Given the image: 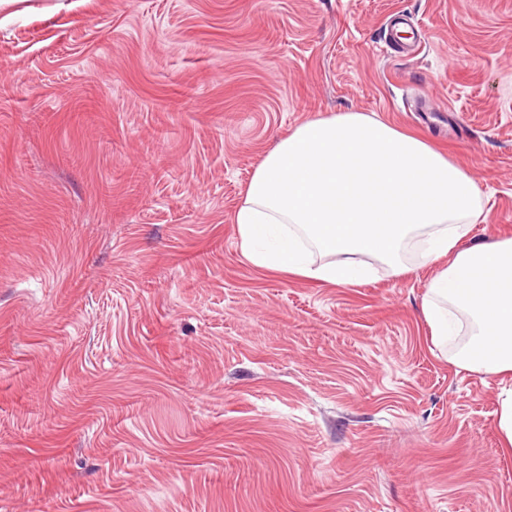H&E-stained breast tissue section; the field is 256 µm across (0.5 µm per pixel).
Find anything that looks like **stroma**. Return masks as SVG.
Returning <instances> with one entry per match:
<instances>
[{
  "label": "stroma",
  "instance_id": "1",
  "mask_svg": "<svg viewBox=\"0 0 512 512\" xmlns=\"http://www.w3.org/2000/svg\"><path fill=\"white\" fill-rule=\"evenodd\" d=\"M0 24V512H512L500 380L432 276L317 285L233 222L300 123L363 112L512 237V0H16Z\"/></svg>",
  "mask_w": 512,
  "mask_h": 512
}]
</instances>
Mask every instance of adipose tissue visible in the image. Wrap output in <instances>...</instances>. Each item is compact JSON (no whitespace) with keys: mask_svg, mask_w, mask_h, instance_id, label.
Wrapping results in <instances>:
<instances>
[{"mask_svg":"<svg viewBox=\"0 0 512 512\" xmlns=\"http://www.w3.org/2000/svg\"><path fill=\"white\" fill-rule=\"evenodd\" d=\"M476 177L427 139L361 112L307 120L264 156L236 211L243 255L255 267L320 284L358 286L382 259L394 277L419 242L434 275L422 314L436 339L472 318L458 367L499 376L498 427L512 447V238L471 239L482 218ZM324 255L315 263L314 254Z\"/></svg>","mask_w":512,"mask_h":512,"instance_id":"ef3b65f1","label":"adipose tissue"}]
</instances>
